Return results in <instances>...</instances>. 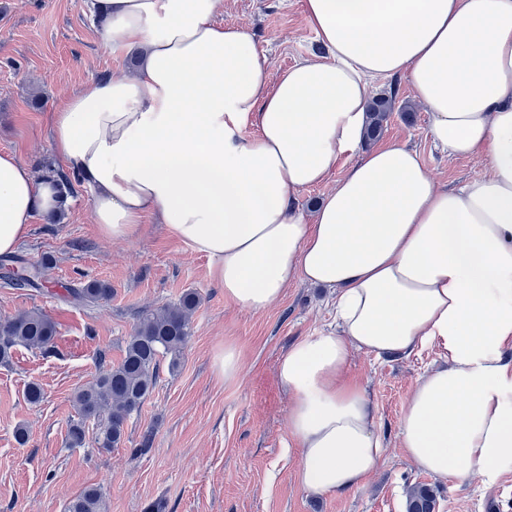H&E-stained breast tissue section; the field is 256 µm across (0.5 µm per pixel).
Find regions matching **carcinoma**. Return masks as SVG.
<instances>
[{
	"label": "carcinoma",
	"instance_id": "cac0c4a2",
	"mask_svg": "<svg viewBox=\"0 0 512 512\" xmlns=\"http://www.w3.org/2000/svg\"><path fill=\"white\" fill-rule=\"evenodd\" d=\"M391 101L379 97L369 110L367 134L377 139L391 112ZM28 264L18 255L0 260V279L10 288H34L45 283V269ZM66 298L78 305L94 306L112 295L109 284L89 280L65 288ZM198 305V296L188 291L173 304L146 309L139 314L133 332L128 336L125 354L120 363L104 367L97 376L74 395L76 416L67 425L66 440L70 448L84 447L89 423L96 424L98 448L110 450L126 442L129 419L139 413L154 390L161 360L170 357L169 369L174 371L191 334V320ZM57 324L38 310L21 312L0 320V364L7 365L14 349L48 352L57 337ZM437 500L432 488L413 486L407 493L406 512H436ZM68 512H103L102 494L88 488L75 497Z\"/></svg>",
	"mask_w": 512,
	"mask_h": 512
}]
</instances>
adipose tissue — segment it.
I'll return each mask as SVG.
<instances>
[{
  "mask_svg": "<svg viewBox=\"0 0 512 512\" xmlns=\"http://www.w3.org/2000/svg\"><path fill=\"white\" fill-rule=\"evenodd\" d=\"M95 4L105 45L142 63L54 109L51 136L92 191L99 234L128 241L153 219L253 312L299 281L336 294L338 331L296 343L277 369L302 487L354 490L385 453L349 377L356 351L440 350L400 420L414 467L458 483L512 475V0H305L324 53L275 81L251 33L218 22L224 0ZM397 75L433 138L486 172L446 190L404 144L363 151L368 81ZM345 156L305 216L298 194ZM61 203L56 182L0 152V254Z\"/></svg>",
  "mask_w": 512,
  "mask_h": 512,
  "instance_id": "obj_1",
  "label": "adipose tissue"
}]
</instances>
